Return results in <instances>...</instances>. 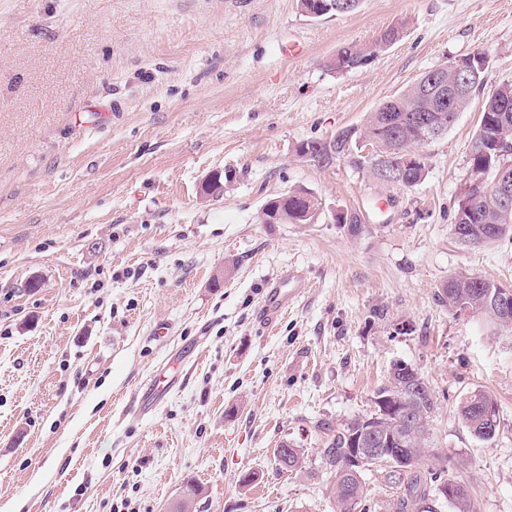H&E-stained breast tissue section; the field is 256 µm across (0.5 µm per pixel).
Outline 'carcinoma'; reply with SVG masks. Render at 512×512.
<instances>
[{"label":"carcinoma","instance_id":"carcinoma-1","mask_svg":"<svg viewBox=\"0 0 512 512\" xmlns=\"http://www.w3.org/2000/svg\"><path fill=\"white\" fill-rule=\"evenodd\" d=\"M341 0H300L304 13H313L316 18L343 14ZM400 38V29H386L372 47L349 46L338 50L330 62V69L345 73L366 65L375 55L376 48L389 39ZM456 63L479 74L478 81L471 84L468 94L451 103L439 105L424 91L421 81H416L398 96L382 103L370 113L366 122L358 126L345 127L327 138H315L301 142L297 153L306 150L311 160L321 163L328 151L338 152L349 158L350 165L365 170L377 182H382L380 163L361 154L360 141L370 137L378 143L385 162L401 172V188H411L423 182L427 176L426 157L417 153L426 135L424 127L415 122L414 116L425 114L431 123L447 132L455 122L458 113L464 111L475 91L482 87L484 69L488 68V56L475 51ZM512 163V84H506L489 95L482 107L481 118L471 145L469 155L472 178L459 198L453 221L456 242L463 248L476 249L512 236V207L503 208L496 200L494 178L506 163ZM317 198L308 190L292 189L288 197L279 202L267 201L259 216L260 223L267 224L276 218L279 224H314L318 221ZM335 221L348 226V234L357 236L365 225L360 213L351 208L336 212ZM500 285L472 274H458L442 285L440 302L456 313L459 306H468L474 317L496 326V310L493 299ZM376 397L384 399L389 408L412 410L413 425L401 424V415H379L375 424L380 430L392 436L391 445L378 457L377 466L391 468L397 452L407 449L418 457V463L409 467L404 475L394 478L387 476L391 485L397 488L393 499V512H437V501L444 498L454 512H478L477 490L462 480L453 467L442 468L448 478L438 482L439 473L421 469L431 446L430 418L437 408L436 398L423 377L409 373L400 364L393 365L387 383L378 389ZM459 415L464 425L477 438L486 440L490 419H499L500 411L493 395L475 391L460 403ZM366 417H358L343 427L324 428L327 448L323 461L332 476L329 491L336 504V512H356L366 496L363 471L351 464L352 444L349 440L367 428ZM279 469L293 472L302 469L305 463L303 452L284 444L275 449ZM203 495L202 486L188 482L179 499L173 504V512H190Z\"/></svg>","mask_w":512,"mask_h":512}]
</instances>
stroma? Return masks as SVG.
I'll use <instances>...</instances> for the list:
<instances>
[{
    "instance_id": "35a3bbf8",
    "label": "stroma",
    "mask_w": 512,
    "mask_h": 512,
    "mask_svg": "<svg viewBox=\"0 0 512 512\" xmlns=\"http://www.w3.org/2000/svg\"><path fill=\"white\" fill-rule=\"evenodd\" d=\"M393 26L365 67L329 70ZM477 50L483 87L422 147L418 185L298 156ZM506 84L512 0H363L323 19L298 0H0V512H168L188 481L193 512H334L322 429L373 412L397 361L437 399L425 467L450 458L479 512H512V332L438 300L461 272L512 286V238L467 250L452 234L482 104ZM299 187L316 223L259 222ZM346 207L359 236L333 221ZM291 269L304 291L265 329L266 288ZM178 360L177 388L134 414ZM479 390L500 407L488 441L458 414ZM284 442L302 471L278 470Z\"/></svg>"
}]
</instances>
